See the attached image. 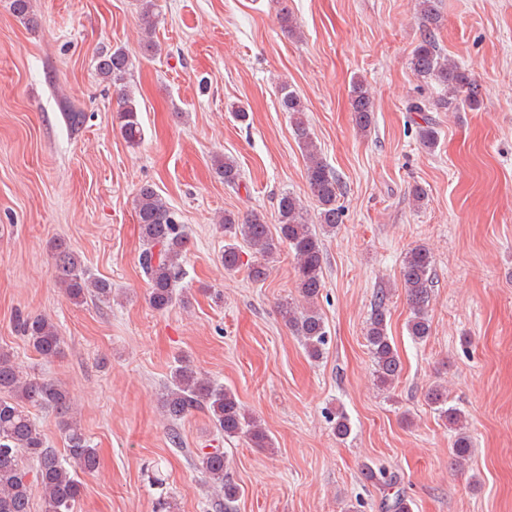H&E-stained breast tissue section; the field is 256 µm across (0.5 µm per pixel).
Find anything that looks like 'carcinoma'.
<instances>
[{"instance_id": "obj_1", "label": "carcinoma", "mask_w": 512, "mask_h": 512, "mask_svg": "<svg viewBox=\"0 0 512 512\" xmlns=\"http://www.w3.org/2000/svg\"><path fill=\"white\" fill-rule=\"evenodd\" d=\"M418 14L425 23L423 38L415 46L410 69L424 81L441 88L434 102L422 99L413 102L409 111L421 118L417 124V140L421 147L432 152L438 144V132L427 112L444 109L457 112L464 106L478 104V88L465 68L443 54L434 31L443 22L437 0H416ZM152 0H142L139 14L145 34L142 47L155 53L159 46L153 40L156 27ZM13 14L33 26L36 18L30 0H10ZM96 69L99 76L114 85H125L129 71L127 53L116 48L102 54ZM280 105L289 113L293 132L305 156V177L312 199L316 203V232L309 223L307 208L291 193L280 196L277 206V229L271 232L266 217L252 212L241 219L224 212V249L220 260L224 270L235 273L247 267L249 277L263 282L269 277V267L262 258L273 255L286 246L294 260L296 288L303 303L286 301L280 306L285 326L297 338L307 356L317 361L323 357L328 342L325 321L315 306L323 276L322 236L336 232L343 223L344 209L339 204L341 186L335 173L322 157L306 123V106L301 97L288 86L281 87ZM351 107L357 130L365 134L373 122V102L360 80L353 82ZM139 102L134 93L124 89L119 100L117 119L126 141L137 145L143 129L139 117ZM214 172L224 185L234 188L241 181V170L235 159L228 156L214 160ZM135 212L144 249L139 263L147 278V299L151 308L165 311L173 304L186 303L177 293L176 282L184 275V259L188 236L185 226L167 200L150 184L141 186L135 198ZM247 247L257 259L249 264L242 261V247ZM57 281L70 301L79 304L88 296L100 301L112 298V283L86 272L80 256L67 243L52 245ZM434 259L430 249L417 244L409 248L401 266V282L411 307L409 335L422 341L430 336L428 307L431 298V271ZM387 292L380 291L374 300V310L366 330L368 348L375 365L376 385L386 390L394 387L401 373V362L386 327ZM18 332L41 358L59 357L63 338L56 326L44 317L19 315ZM438 415L456 432L454 464H465L471 455L472 441L465 431V416L448 405V388L432 386L427 394ZM54 411L65 432L66 454L61 456L49 447L29 408ZM203 409L217 431L227 438L245 437L254 448H271L272 437L259 421L242 408L236 393L214 381L210 376L181 358L171 371V382L161 397L160 411L170 421L186 418ZM194 465L208 480L217 497L216 507L226 509L236 501L238 486L229 476L230 460L224 451L214 448L196 454ZM99 466L97 449L86 437L73 398L59 382L43 381L24 373L14 355L0 350V512H32V486H37L42 500V512H73L83 491L82 477L93 474Z\"/></svg>"}]
</instances>
